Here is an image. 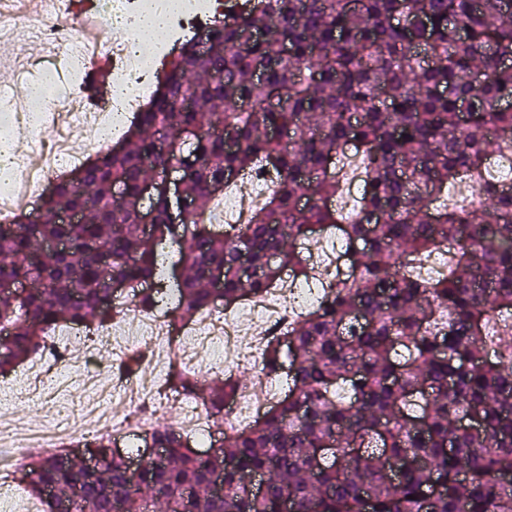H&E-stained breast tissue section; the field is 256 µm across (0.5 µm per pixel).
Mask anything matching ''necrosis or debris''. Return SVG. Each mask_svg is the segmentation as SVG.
I'll return each instance as SVG.
<instances>
[{"label": "necrosis or debris", "instance_id": "1", "mask_svg": "<svg viewBox=\"0 0 512 512\" xmlns=\"http://www.w3.org/2000/svg\"><path fill=\"white\" fill-rule=\"evenodd\" d=\"M227 0H182L180 11L169 22L172 36H180L205 26L211 16L223 11ZM145 0H47V13L39 30L53 58L44 60L47 74H54L57 59L67 63L68 79L63 89L51 93L49 101L30 100L24 116L10 115L14 136L35 145L34 160L18 159L11 177L0 179V223H11L18 204H33L60 168L79 164L71 141L73 126L93 119L95 126L112 128L115 115L134 111L138 100L153 89L154 78L169 46L141 41L133 45L124 37L109 35L111 22H127L144 7ZM112 60L110 81L116 87L106 108L86 115L73 104L79 79L97 56ZM287 303L256 299L239 310L210 307L198 319L183 324L181 346L170 348L168 357L179 364L199 362L196 374L205 378L236 369L234 356L245 336L260 332L263 338L280 333L294 314L323 299L321 282H297L284 278ZM134 329L115 322L104 328L68 329L70 341L91 337L97 348L112 356V383H100V359L94 355L75 358L58 347H49L39 358L41 368L34 373L35 398L44 413L42 426L33 427L0 417V447L16 454H42L71 442L98 435L123 443L142 438L165 415L162 402L153 393L156 374L164 362L153 359L152 347L165 340L173 320L168 310L138 314ZM142 355L143 369L128 372L124 359L131 348ZM261 349L250 353L255 365L254 383L243 388L224 407L225 425L242 426L260 416L268 406L263 391H276L278 383L259 370Z\"/></svg>", "mask_w": 512, "mask_h": 512}]
</instances>
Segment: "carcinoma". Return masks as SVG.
I'll use <instances>...</instances> for the list:
<instances>
[{
  "mask_svg": "<svg viewBox=\"0 0 512 512\" xmlns=\"http://www.w3.org/2000/svg\"><path fill=\"white\" fill-rule=\"evenodd\" d=\"M257 26L265 38H246ZM207 29L209 55L184 40L121 139L51 181L39 220L21 211L0 228V375L74 323L127 313L131 293L148 312L174 285L186 321L269 293L285 269L314 279L300 246L327 229L353 274L267 344L284 396L207 455L163 424L144 441L166 459L144 446L137 475L93 439L26 459L19 481L44 512H273L285 494L294 512H512V189L484 168L512 138V0H234ZM347 143L367 186L346 211ZM147 157L180 171L192 211L160 184L145 193ZM257 172L274 186L248 222L212 224L214 187ZM461 183L477 202L448 203ZM75 207L84 219L56 220ZM55 240L70 252L47 253ZM437 252L445 268L426 279L417 265ZM26 280L41 288L17 293ZM168 382L211 385L220 420L242 379L174 367ZM253 470L260 497L242 481Z\"/></svg>",
  "mask_w": 512,
  "mask_h": 512,
  "instance_id": "cac0c4a2",
  "label": "carcinoma"
}]
</instances>
